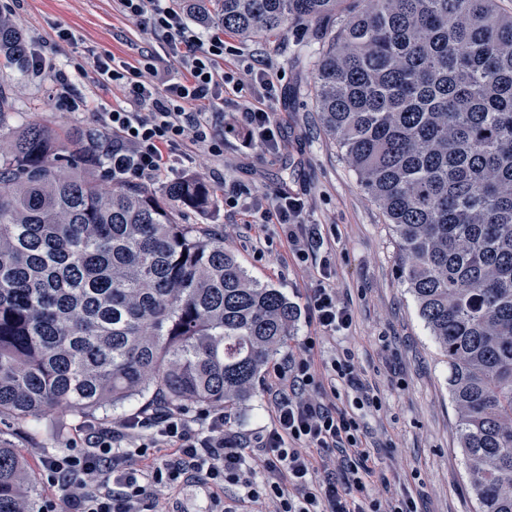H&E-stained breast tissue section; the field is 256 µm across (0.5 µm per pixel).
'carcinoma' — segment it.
Here are the masks:
<instances>
[{
	"label": "carcinoma",
	"instance_id": "cac0c4a2",
	"mask_svg": "<svg viewBox=\"0 0 512 512\" xmlns=\"http://www.w3.org/2000/svg\"><path fill=\"white\" fill-rule=\"evenodd\" d=\"M315 64L326 132L394 225L401 276L448 359L477 512H512V13L498 0H362ZM341 0H187L242 37L332 20ZM0 59L28 42L0 19ZM0 84V420L62 408L92 418L142 397L240 406L287 345L297 308L248 276L202 207L197 176L165 199L127 181L103 193L98 138L72 151L35 124L4 133ZM30 472L0 435V512H33Z\"/></svg>",
	"mask_w": 512,
	"mask_h": 512
}]
</instances>
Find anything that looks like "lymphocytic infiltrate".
I'll return each mask as SVG.
<instances>
[{"mask_svg":"<svg viewBox=\"0 0 512 512\" xmlns=\"http://www.w3.org/2000/svg\"><path fill=\"white\" fill-rule=\"evenodd\" d=\"M123 13L159 39L174 70L152 60L133 66L112 57L95 61L98 77L116 86L123 106L104 113L112 131V176L152 180L174 171L188 145L220 152L217 125L241 130L276 154L275 76L251 58L241 71L224 70V41L189 28L172 0H118ZM278 225L298 258L320 240L305 221V204L281 194L259 210ZM309 319L326 335L349 328L351 316L335 289L313 288ZM287 358L268 389L271 428L254 436L231 430L223 409L190 413L163 406L129 416L118 428L84 422L79 443L43 455L42 472L55 501L44 512H153L166 491L184 483L208 488L212 501L233 492L238 502H272L274 512H418L411 494L384 503L369 493L375 458L363 443L357 417L340 409L341 389L364 393L350 353L317 370L310 355Z\"/></svg>","mask_w":512,"mask_h":512,"instance_id":"f902f5d3","label":"lymphocytic infiltrate"}]
</instances>
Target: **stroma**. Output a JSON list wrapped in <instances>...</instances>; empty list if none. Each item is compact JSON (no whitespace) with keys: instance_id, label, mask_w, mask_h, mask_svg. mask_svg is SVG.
<instances>
[{"instance_id":"stroma-1","label":"stroma","mask_w":512,"mask_h":512,"mask_svg":"<svg viewBox=\"0 0 512 512\" xmlns=\"http://www.w3.org/2000/svg\"><path fill=\"white\" fill-rule=\"evenodd\" d=\"M12 20L46 56L38 75L0 65V82L10 95L9 127L16 131L35 121L63 137L80 130L111 138L99 114L121 106L122 96L89 75L74 83L86 102L84 109H58L56 71L73 60L91 66L97 56L135 65L148 55L158 68L169 64L155 37L125 16L117 0H16ZM330 28L327 22L298 24L247 39L222 34L226 45L241 54L261 51L279 74L278 134L285 148L278 155H265L241 131L225 133L222 154L191 148L181 167L207 182L213 201L204 208H178L179 221L205 224L223 234L225 247L236 253L250 276L279 288L300 307L283 355L302 353L311 336L316 339L311 353L316 364L351 353L372 401L356 407L354 392L346 391L340 404L356 412L363 442L389 478L386 485L373 486L372 494L389 499L411 492L418 512H475L448 399V364L401 278L394 228L386 224L344 150L318 119L314 61ZM62 29L69 31V40H59ZM233 182L250 187L262 199L283 193L301 197L307 223L321 232L319 249L308 260H299L276 225L255 223L247 211L225 205L224 186ZM325 270L337 298L352 314L348 330L333 339L318 337L303 312L310 288ZM267 386L260 381L246 405L227 411L231 429L249 434L270 427ZM79 425V418L60 411L11 433L28 462L36 505L54 496L42 473L40 450H67Z\"/></svg>"}]
</instances>
